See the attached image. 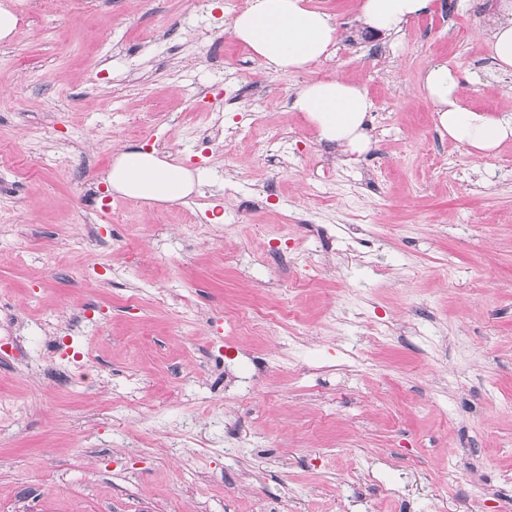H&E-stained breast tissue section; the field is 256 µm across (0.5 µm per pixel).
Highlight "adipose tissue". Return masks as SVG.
I'll return each instance as SVG.
<instances>
[{"label":"adipose tissue","instance_id":"1","mask_svg":"<svg viewBox=\"0 0 512 512\" xmlns=\"http://www.w3.org/2000/svg\"><path fill=\"white\" fill-rule=\"evenodd\" d=\"M433 5L434 0H361L358 19L371 29L397 34L411 20L430 13ZM230 30L255 59L281 72L307 70L328 57L338 39L331 17L311 7L309 0H246L232 17ZM422 88L436 107L441 129L471 152L489 155L512 140V116L473 106L457 70L448 63L431 64L422 75ZM291 107L322 140L350 153L368 149L372 102L361 85L315 78L300 86ZM107 182L130 198L172 203L194 192L197 178L158 151L135 148L115 154Z\"/></svg>","mask_w":512,"mask_h":512}]
</instances>
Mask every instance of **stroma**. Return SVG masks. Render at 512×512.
<instances>
[{
    "label": "stroma",
    "instance_id": "stroma-1",
    "mask_svg": "<svg viewBox=\"0 0 512 512\" xmlns=\"http://www.w3.org/2000/svg\"><path fill=\"white\" fill-rule=\"evenodd\" d=\"M243 3L41 0L0 42V341L39 367L0 353V512H512V141L471 153L420 86L445 61L512 115L501 0L397 37L311 0L307 74L228 34ZM310 76L366 88L367 151L292 110ZM140 145L196 191L108 193ZM488 45L496 67L512 71V10L493 20Z\"/></svg>",
    "mask_w": 512,
    "mask_h": 512
}]
</instances>
